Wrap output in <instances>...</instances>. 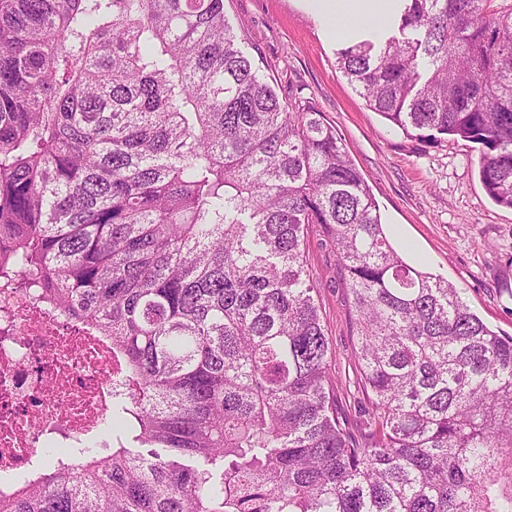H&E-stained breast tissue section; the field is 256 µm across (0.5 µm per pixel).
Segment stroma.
Returning <instances> with one entry per match:
<instances>
[{
    "label": "stroma",
    "instance_id": "35a3bbf8",
    "mask_svg": "<svg viewBox=\"0 0 512 512\" xmlns=\"http://www.w3.org/2000/svg\"><path fill=\"white\" fill-rule=\"evenodd\" d=\"M224 14L231 24L247 28L264 57L261 73L277 93L301 92L335 127L379 204L391 244L405 260L426 263L429 271L448 278L472 312L512 335V209L495 204L483 189L477 145L411 138L373 112L339 72V43L305 0H224ZM308 248L334 352L338 406L355 421L365 399L336 256L315 233Z\"/></svg>",
    "mask_w": 512,
    "mask_h": 512
}]
</instances>
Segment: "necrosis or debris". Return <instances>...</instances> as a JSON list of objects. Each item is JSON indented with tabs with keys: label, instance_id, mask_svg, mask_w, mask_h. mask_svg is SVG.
I'll use <instances>...</instances> for the list:
<instances>
[{
	"label": "necrosis or debris",
	"instance_id": "necrosis-or-debris-1",
	"mask_svg": "<svg viewBox=\"0 0 512 512\" xmlns=\"http://www.w3.org/2000/svg\"><path fill=\"white\" fill-rule=\"evenodd\" d=\"M112 347L13 288H0V490L36 478L47 440L85 447L112 413Z\"/></svg>",
	"mask_w": 512,
	"mask_h": 512
}]
</instances>
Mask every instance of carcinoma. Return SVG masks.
<instances>
[{"mask_svg":"<svg viewBox=\"0 0 512 512\" xmlns=\"http://www.w3.org/2000/svg\"><path fill=\"white\" fill-rule=\"evenodd\" d=\"M401 2L337 69L404 135L478 145L512 209V0ZM243 44L224 0H0V286L106 337L115 375L112 451L0 512H512V336L404 261L334 126ZM314 277L320 284L324 323L334 352L332 375L338 385V406L351 423L360 419L366 401L358 386L353 360L354 340L348 323L346 294L338 284L336 255L321 233H312L308 243Z\"/></svg>","mask_w":512,"mask_h":512,"instance_id":"obj_1","label":"carcinoma"}]
</instances>
